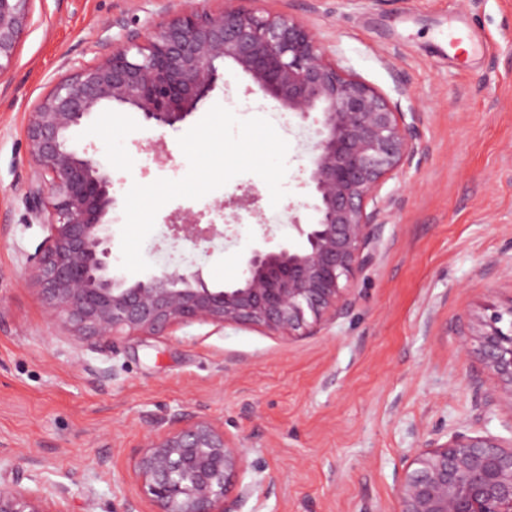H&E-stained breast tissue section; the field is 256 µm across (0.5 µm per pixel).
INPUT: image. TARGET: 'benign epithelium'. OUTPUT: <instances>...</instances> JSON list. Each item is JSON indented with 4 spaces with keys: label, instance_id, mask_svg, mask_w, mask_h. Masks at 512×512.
Wrapping results in <instances>:
<instances>
[{
    "label": "benign epithelium",
    "instance_id": "obj_1",
    "mask_svg": "<svg viewBox=\"0 0 512 512\" xmlns=\"http://www.w3.org/2000/svg\"><path fill=\"white\" fill-rule=\"evenodd\" d=\"M32 0H0V59L23 38ZM140 42L112 47L100 60L60 80L30 113L26 134L39 178L26 200L49 232L33 258L45 312L80 342L115 347L121 336L159 334L207 322L309 335L341 316L351 285L375 257L387 202V177L414 152L410 124L373 87L331 62L308 27L281 15L213 9L187 0ZM231 62L264 95L301 120L313 119L310 147L314 222L291 226L302 244L264 243L244 258L240 278L214 287L191 262L130 282L112 272L114 204L107 165L69 143L71 131L112 105L139 112L158 128H177L224 86ZM254 189L224 201L256 214ZM173 239L199 246L214 225L175 212ZM477 320L471 337L481 366L496 381L487 404L512 414V305ZM134 474L157 512H240L253 486L245 452L209 417L187 411L150 420ZM398 512H512V438L452 431L414 450L398 483ZM52 498L0 483V512H54Z\"/></svg>",
    "mask_w": 512,
    "mask_h": 512
}]
</instances>
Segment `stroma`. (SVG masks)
<instances>
[{
	"label": "stroma",
	"instance_id": "1",
	"mask_svg": "<svg viewBox=\"0 0 512 512\" xmlns=\"http://www.w3.org/2000/svg\"><path fill=\"white\" fill-rule=\"evenodd\" d=\"M183 0H34L32 21L0 69V482L68 486L56 512H121L154 415L198 412L246 452L254 491L241 512H398L404 455L463 425L512 437V414L485 408L493 377L462 344L487 304L512 305V0H258L263 12L312 28L328 58L416 115L414 154L386 180L379 250L356 277L355 302L311 336L245 326H178L129 336L113 349L76 341L51 322L32 282L48 232L28 208L35 176L28 112L65 75L146 33ZM470 25L480 50L458 58L434 43L449 21ZM213 103L238 118L273 119L279 105L235 66ZM182 129H156L113 106L73 133L114 183L115 211L133 184L183 178ZM289 144L285 191L244 173L157 213L142 247L152 271L196 261L213 284L235 281L263 235L297 241L312 222L310 151ZM256 187L260 217L219 220L226 237L203 252L172 243L176 210L211 211Z\"/></svg>",
	"mask_w": 512,
	"mask_h": 512
}]
</instances>
